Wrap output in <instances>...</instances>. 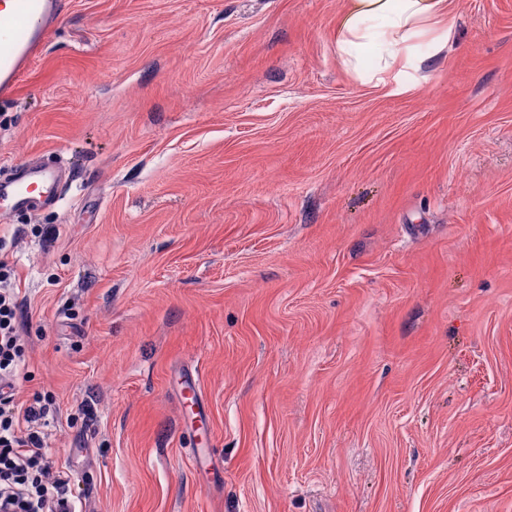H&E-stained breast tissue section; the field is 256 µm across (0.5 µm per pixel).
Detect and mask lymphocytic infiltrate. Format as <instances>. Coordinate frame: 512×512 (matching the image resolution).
<instances>
[{
  "mask_svg": "<svg viewBox=\"0 0 512 512\" xmlns=\"http://www.w3.org/2000/svg\"><path fill=\"white\" fill-rule=\"evenodd\" d=\"M0 262V383L12 384L25 358L20 305ZM55 410L46 393L27 406L0 396V512H76L71 476L46 448L43 429Z\"/></svg>",
  "mask_w": 512,
  "mask_h": 512,
  "instance_id": "f902f5d3",
  "label": "lymphocytic infiltrate"
}]
</instances>
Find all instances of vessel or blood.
Returning a JSON list of instances; mask_svg holds the SVG:
<instances>
[{
	"label": "vessel or blood",
	"instance_id": "obj_1",
	"mask_svg": "<svg viewBox=\"0 0 512 512\" xmlns=\"http://www.w3.org/2000/svg\"><path fill=\"white\" fill-rule=\"evenodd\" d=\"M64 10L63 0H0V96H10ZM60 167L31 164L0 180V212L56 204Z\"/></svg>",
	"mask_w": 512,
	"mask_h": 512
}]
</instances>
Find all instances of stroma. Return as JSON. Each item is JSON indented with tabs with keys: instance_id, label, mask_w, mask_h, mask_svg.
<instances>
[{
	"instance_id": "obj_1",
	"label": "stroma",
	"mask_w": 512,
	"mask_h": 512,
	"mask_svg": "<svg viewBox=\"0 0 512 512\" xmlns=\"http://www.w3.org/2000/svg\"><path fill=\"white\" fill-rule=\"evenodd\" d=\"M65 2L0 179L72 176L0 259L82 512H512V0L403 93L344 0Z\"/></svg>"
}]
</instances>
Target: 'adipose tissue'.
<instances>
[{"instance_id":"ef3b65f1","label":"adipose tissue","mask_w":512,"mask_h":512,"mask_svg":"<svg viewBox=\"0 0 512 512\" xmlns=\"http://www.w3.org/2000/svg\"><path fill=\"white\" fill-rule=\"evenodd\" d=\"M447 15L448 0H346L337 51L349 60L374 51L373 80L394 85L401 93L405 90L400 80L403 65L419 67L426 61L417 52L419 40L429 38L437 51L447 45L453 31Z\"/></svg>"}]
</instances>
